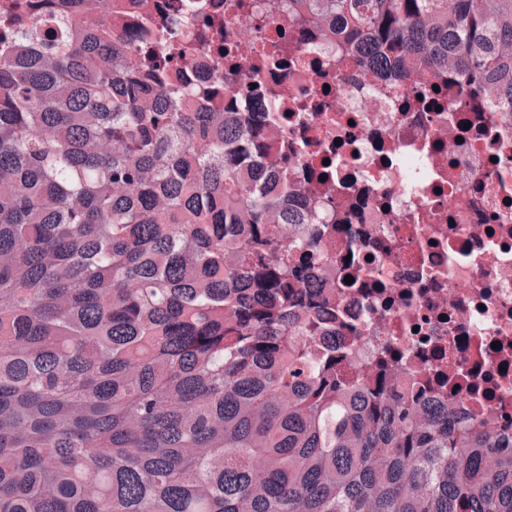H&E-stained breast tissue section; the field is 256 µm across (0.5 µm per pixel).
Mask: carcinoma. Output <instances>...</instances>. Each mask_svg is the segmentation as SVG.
Returning <instances> with one entry per match:
<instances>
[{
	"label": "carcinoma",
	"mask_w": 512,
	"mask_h": 512,
	"mask_svg": "<svg viewBox=\"0 0 512 512\" xmlns=\"http://www.w3.org/2000/svg\"><path fill=\"white\" fill-rule=\"evenodd\" d=\"M0 0V512H512V439L313 357L256 83L171 20ZM394 83L512 104V0H288ZM239 110L225 124L210 106ZM216 52V47L206 42L199 43L196 55L188 61L183 68L189 79L206 77L210 72L211 60Z\"/></svg>",
	"instance_id": "1"
}]
</instances>
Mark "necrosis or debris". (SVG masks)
<instances>
[{"mask_svg":"<svg viewBox=\"0 0 512 512\" xmlns=\"http://www.w3.org/2000/svg\"><path fill=\"white\" fill-rule=\"evenodd\" d=\"M167 2L195 32L223 22L225 66L266 85L252 109L268 168L328 174L291 190L301 206L334 210L335 223L281 227L316 254L308 291L336 318L314 350L343 351L339 371L363 384L391 348L399 387L512 436V106L490 99L474 112L445 92L420 112L411 89L302 34L286 12L263 13L266 0L249 14L225 0L191 12ZM276 49L287 66L258 68Z\"/></svg>","mask_w":512,"mask_h":512,"instance_id":"necrosis-or-debris-1","label":"necrosis or debris"}]
</instances>
